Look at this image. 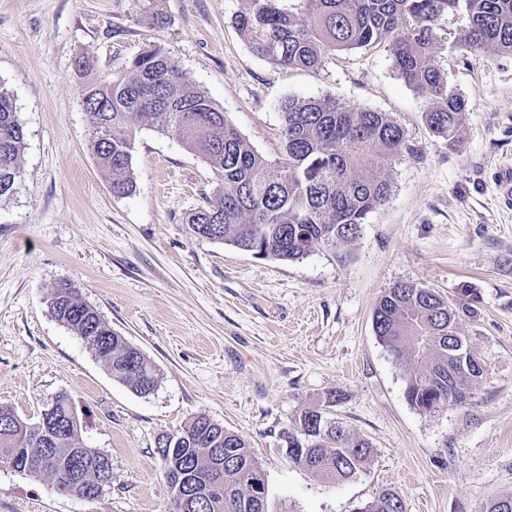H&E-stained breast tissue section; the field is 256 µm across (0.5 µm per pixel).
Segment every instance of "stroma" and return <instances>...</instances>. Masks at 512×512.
Instances as JSON below:
<instances>
[{
  "instance_id": "obj_1",
  "label": "stroma",
  "mask_w": 512,
  "mask_h": 512,
  "mask_svg": "<svg viewBox=\"0 0 512 512\" xmlns=\"http://www.w3.org/2000/svg\"><path fill=\"white\" fill-rule=\"evenodd\" d=\"M246 0H0V85L27 134L22 176L0 201V406L28 423L68 393L85 444L112 460L92 500L0 467V512H167L157 438L203 415L242 435L263 467L272 512H359L382 490L405 512H482L512 494V204L497 180L512 164V55L459 45L466 13L434 26L432 62L468 102L457 144L428 129L424 98L399 76L390 39L328 54L314 70L256 56L234 24ZM162 9L164 28L151 15ZM161 46L184 78L267 159L283 156L289 99L334 98L387 113L410 152L388 201L358 237L297 261L262 259L194 237L188 215L214 198L205 161L152 126L133 153L137 189L113 196L88 147L91 118L76 62L119 77ZM82 297L159 373L141 395L114 379L48 307L58 282ZM413 282L478 313L459 331L484 361L465 404L426 412L405 398L406 369L378 343L374 306ZM331 412L371 460L324 481L293 466L285 439L328 393Z\"/></svg>"
}]
</instances>
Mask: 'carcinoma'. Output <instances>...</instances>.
<instances>
[{
    "instance_id": "1",
    "label": "carcinoma",
    "mask_w": 512,
    "mask_h": 512,
    "mask_svg": "<svg viewBox=\"0 0 512 512\" xmlns=\"http://www.w3.org/2000/svg\"><path fill=\"white\" fill-rule=\"evenodd\" d=\"M277 0H248L235 23L254 54L284 68H311L325 55L366 47L391 38L401 78L428 100L425 122L431 132L455 141L468 102L448 90L444 74L430 63L433 22L443 14L464 10L469 27L463 42L477 55L485 50L512 54V0H306L296 16L276 6ZM86 111L92 117L89 146L108 173L116 197L136 191L133 169L136 130L149 123L178 139L205 159L220 180L216 198L186 219L191 232L222 241L259 258L298 260L320 244L340 245L358 236L372 212L391 194L388 169L409 150L402 128L387 114L355 108L336 99H289L281 106L284 157L270 162L257 152L216 108L203 90L192 85L164 50L152 45L137 55L121 79L99 77L84 86ZM26 133L8 90L0 86V200L10 197L21 177ZM63 292L60 300L55 294ZM470 289L445 299L415 283H400L378 299L372 315L379 343L395 359L407 363L405 398L423 411L426 395L441 394L446 405H461L469 388L482 380L484 368L475 355L465 369L448 371V347L460 336L458 322L477 309ZM54 317L86 343L112 377L141 394L153 392L158 374L146 356L129 349L68 282L49 293ZM70 397H56L59 440L52 462H41L42 430L12 410L0 407V430L18 436L14 465L23 475L46 477L58 494H70V470L80 471L85 485L95 470L86 461L97 449L82 443L81 434L66 426ZM340 395L302 411L300 434L290 433L289 448L301 452L288 461L312 474L337 482L362 472L371 444L354 438L331 421L330 408ZM176 449L156 450L164 471L190 467L207 470L210 449L224 448L233 457L224 463V488L207 493L197 512H270L266 473L248 441L204 415L171 432ZM361 512H405L401 493L380 492Z\"/></svg>"
}]
</instances>
